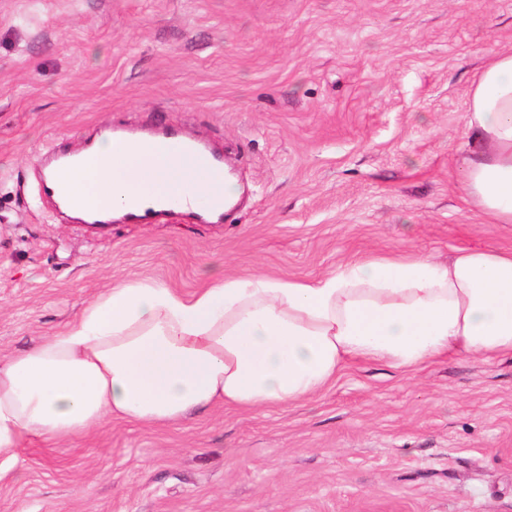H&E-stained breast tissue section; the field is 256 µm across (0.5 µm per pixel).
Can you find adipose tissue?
<instances>
[{"label": "adipose tissue", "mask_w": 512, "mask_h": 512, "mask_svg": "<svg viewBox=\"0 0 512 512\" xmlns=\"http://www.w3.org/2000/svg\"><path fill=\"white\" fill-rule=\"evenodd\" d=\"M463 186L475 213L512 224V50L496 51L468 95ZM68 193L122 212L131 201L231 198L232 180L132 142L99 141L62 172ZM512 356V249L460 248L447 261L353 258L318 278L217 275L186 294L130 280L65 329L0 361V466L36 441L112 418L179 422L214 406L286 407L357 361L403 371L442 357Z\"/></svg>", "instance_id": "1"}]
</instances>
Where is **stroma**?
Returning <instances> with one entry per match:
<instances>
[{
    "instance_id": "obj_1",
    "label": "stroma",
    "mask_w": 512,
    "mask_h": 512,
    "mask_svg": "<svg viewBox=\"0 0 512 512\" xmlns=\"http://www.w3.org/2000/svg\"><path fill=\"white\" fill-rule=\"evenodd\" d=\"M510 47L512 0H0V359L129 280L512 248L462 182L469 88ZM111 123L223 150L238 206L61 217L42 160ZM0 512H512V357L356 363L288 407L115 419L24 449Z\"/></svg>"
}]
</instances>
